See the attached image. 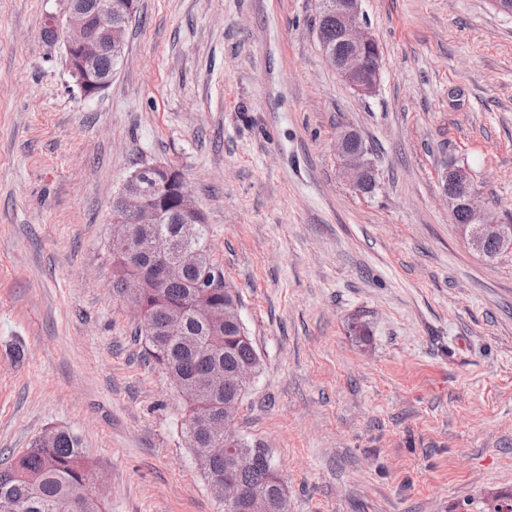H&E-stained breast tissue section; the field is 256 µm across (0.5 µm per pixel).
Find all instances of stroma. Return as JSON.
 I'll return each mask as SVG.
<instances>
[{"label":"stroma","instance_id":"1","mask_svg":"<svg viewBox=\"0 0 512 512\" xmlns=\"http://www.w3.org/2000/svg\"><path fill=\"white\" fill-rule=\"evenodd\" d=\"M64 8L0 0V462L67 428L111 512H221L112 295V196L158 161L240 295L261 366L233 427L269 449L288 512H478L511 491L512 253L469 248L444 175L465 167L512 223V16L364 0L368 97L326 63L317 0H140L86 99L43 37ZM345 128L372 150V193L338 166Z\"/></svg>","mask_w":512,"mask_h":512}]
</instances>
